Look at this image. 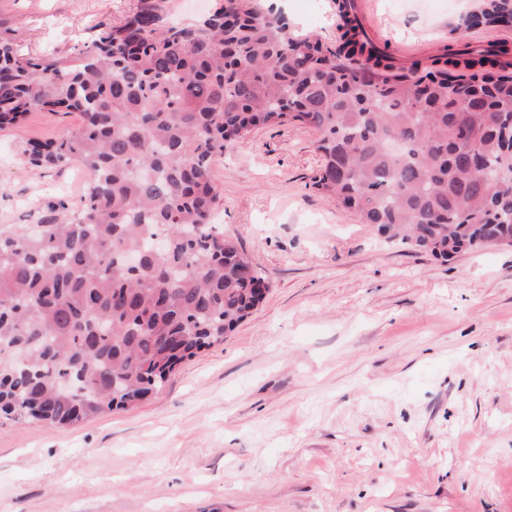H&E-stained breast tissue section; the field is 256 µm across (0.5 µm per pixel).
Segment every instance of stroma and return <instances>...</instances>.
<instances>
[{"label": "stroma", "mask_w": 512, "mask_h": 512, "mask_svg": "<svg viewBox=\"0 0 512 512\" xmlns=\"http://www.w3.org/2000/svg\"><path fill=\"white\" fill-rule=\"evenodd\" d=\"M401 65L448 45L478 0H364ZM138 0H0L21 53L74 56ZM336 45V0H256ZM0 130V224L78 205L86 175L32 170ZM316 132L262 127L212 169L218 221L270 290L133 406L52 428L0 417V512H512V247L442 263L320 193Z\"/></svg>", "instance_id": "35a3bbf8"}]
</instances>
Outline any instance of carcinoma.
<instances>
[{"instance_id":"1","label":"carcinoma","mask_w":512,"mask_h":512,"mask_svg":"<svg viewBox=\"0 0 512 512\" xmlns=\"http://www.w3.org/2000/svg\"><path fill=\"white\" fill-rule=\"evenodd\" d=\"M164 2L74 58L25 56L0 27V129L77 115L23 154L88 175L77 209L0 225V416L63 427L133 405L263 302L211 174L259 126L317 130L315 186L388 242L444 262L512 242V61L466 46L400 67L348 0L334 50L252 0L191 22ZM510 19L512 0H482L452 31Z\"/></svg>"}]
</instances>
